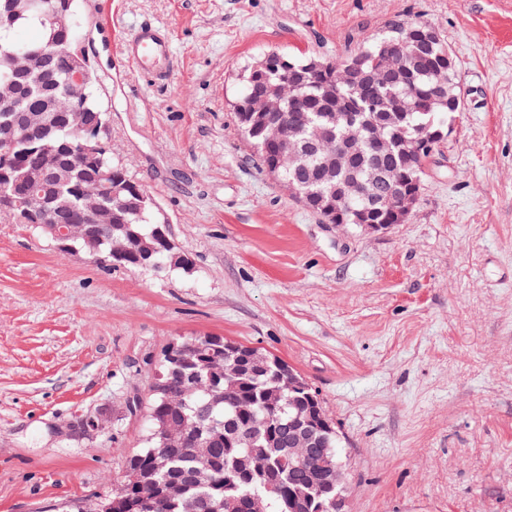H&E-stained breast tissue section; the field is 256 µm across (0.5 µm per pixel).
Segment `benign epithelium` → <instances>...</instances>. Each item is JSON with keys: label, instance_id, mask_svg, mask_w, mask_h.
Here are the masks:
<instances>
[{"label": "benign epithelium", "instance_id": "1", "mask_svg": "<svg viewBox=\"0 0 512 512\" xmlns=\"http://www.w3.org/2000/svg\"><path fill=\"white\" fill-rule=\"evenodd\" d=\"M53 57L54 53L50 51L42 50L37 54L28 52L19 69L44 76L49 72ZM90 80V70L80 53L70 70V82L77 87H85ZM248 106L250 111L237 113L238 122L242 126L249 124L257 112L278 111L277 98L266 93L251 94ZM0 109L13 113L11 130L5 131V135L0 138V204L10 207L16 199L26 195L37 197L34 222L50 234L58 247L74 249L73 242L84 236L85 225L110 224L118 211L140 217L145 210L152 209V201L140 184L127 179L124 173L112 170L106 172L98 169L88 182L73 186L81 201V205L76 208L55 205L45 197L47 190L70 184L76 168L87 157H97L106 150L100 137V132L107 128L104 116L98 115L92 120L77 107L64 113L70 139L59 146L37 143L33 147L37 163L29 171L27 180L20 181L10 161L15 145L14 133L37 131L49 124V121L39 112L20 109L17 92L1 94ZM358 117L359 114L355 112H334L329 115V124L333 128L349 130L356 124ZM384 128L383 123L372 120L369 122V135L366 139L360 141L348 134L337 143L329 132L317 127L304 147L317 153L333 145L330 155L336 165L341 167L351 158H362L368 153L383 151L386 146ZM264 132L267 133V140L278 147V154L266 166L267 172L274 174L296 158L298 145L291 137L289 125L284 122L268 121L264 125ZM444 138L445 134L437 129L428 127L418 130L411 137L413 151L429 157ZM383 179L388 184V191L383 196L371 194L366 185L355 178L344 181L336 192V198L326 206L323 222L336 225L350 223L366 233H378L390 228L388 224L377 222L379 213L399 224L407 221L421 195L420 184H415L412 189L406 188V179L394 169L384 172ZM151 239L153 243L143 244V251L134 257L124 246L112 248V256L117 260H129L143 269L158 271L162 268L159 255L165 249H172L174 244L159 225L152 229ZM166 354L173 364L186 367L198 360L212 372L217 369V362L222 360L230 364L232 374L238 378L266 372L269 364H274L281 390L269 396V403L276 404L281 391L286 390L293 395H302L306 406V412L288 417L285 423L275 427L265 426V432L270 438L288 448L289 465L311 466L310 481L303 488L288 493V510L291 512L296 503L311 502L312 491L316 487H343L345 473L342 464L333 463L323 453L318 460H313V449L321 447L326 436L336 433V430L316 392L293 368L275 357L258 352L247 355L241 344L232 341L224 343L218 338H209L195 345L193 352L187 345L173 341L167 346Z\"/></svg>", "mask_w": 512, "mask_h": 512}]
</instances>
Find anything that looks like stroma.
<instances>
[{
  "label": "stroma",
  "mask_w": 512,
  "mask_h": 512,
  "mask_svg": "<svg viewBox=\"0 0 512 512\" xmlns=\"http://www.w3.org/2000/svg\"><path fill=\"white\" fill-rule=\"evenodd\" d=\"M170 29L155 86L120 53ZM435 26L462 108L407 223H323L260 166L235 102L264 54L348 58ZM111 125L187 269L101 267L0 221V512L110 495L148 432L161 351L221 336L298 371L347 458L345 512H512V0H75ZM101 414L93 439L69 438Z\"/></svg>",
  "instance_id": "obj_1"
}]
</instances>
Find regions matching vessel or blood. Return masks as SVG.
Wrapping results in <instances>:
<instances>
[{
  "instance_id": "1",
  "label": "vessel or blood",
  "mask_w": 512,
  "mask_h": 512,
  "mask_svg": "<svg viewBox=\"0 0 512 512\" xmlns=\"http://www.w3.org/2000/svg\"><path fill=\"white\" fill-rule=\"evenodd\" d=\"M123 53L135 69L155 83L169 77L172 46L168 28L144 23L125 40Z\"/></svg>"
}]
</instances>
